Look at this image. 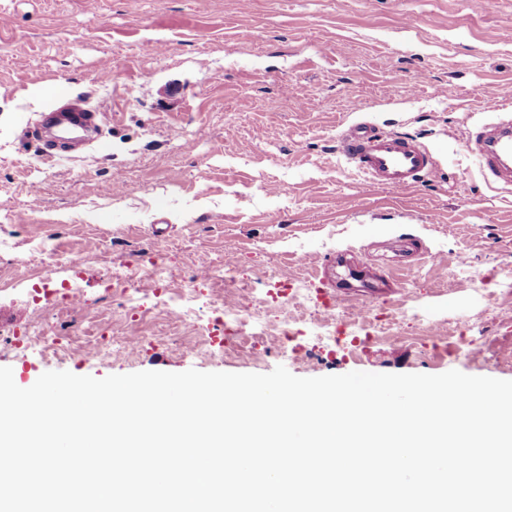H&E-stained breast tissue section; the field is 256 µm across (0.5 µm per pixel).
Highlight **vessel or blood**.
I'll list each match as a JSON object with an SVG mask.
<instances>
[{
  "mask_svg": "<svg viewBox=\"0 0 512 512\" xmlns=\"http://www.w3.org/2000/svg\"><path fill=\"white\" fill-rule=\"evenodd\" d=\"M97 114L87 98H72L63 111L51 113V120L74 136L95 127ZM339 155L369 184L407 191L434 170L428 149L414 138L386 133L369 120L348 124L337 139ZM485 180L493 185L512 184V113L502 112L468 141ZM343 292L360 289L363 296L376 300L377 291L365 271L350 268L342 283Z\"/></svg>",
  "mask_w": 512,
  "mask_h": 512,
  "instance_id": "obj_1",
  "label": "vessel or blood"
}]
</instances>
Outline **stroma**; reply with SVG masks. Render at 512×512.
I'll list each match as a JSON object with an SVG mask.
<instances>
[{"instance_id": "stroma-1", "label": "stroma", "mask_w": 512, "mask_h": 512, "mask_svg": "<svg viewBox=\"0 0 512 512\" xmlns=\"http://www.w3.org/2000/svg\"><path fill=\"white\" fill-rule=\"evenodd\" d=\"M489 83L512 84V0H0V332L39 326L16 294L52 258L88 262L97 298L80 334L111 310L101 277L163 252L182 276L242 265L329 289L333 255L391 286L379 298L414 339L358 356L315 337L284 358L266 343L206 353L198 329L113 322L121 357L45 362L0 341V367L103 378L139 371L299 377L371 373L512 380V187L487 185L466 148L491 122ZM83 95L100 145L47 159L42 112ZM360 118L417 139L437 170L409 191L365 185L336 153ZM417 252L398 262L401 243Z\"/></svg>"}]
</instances>
